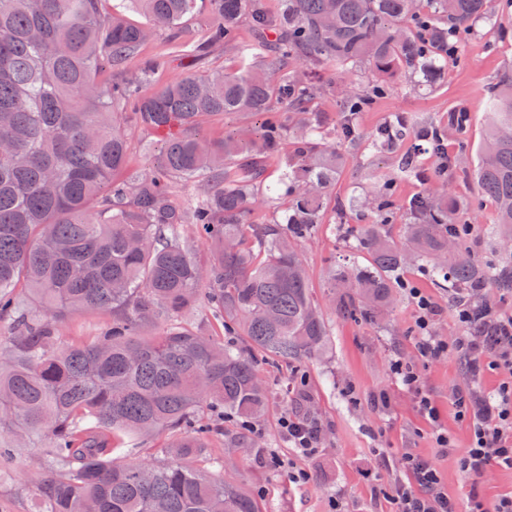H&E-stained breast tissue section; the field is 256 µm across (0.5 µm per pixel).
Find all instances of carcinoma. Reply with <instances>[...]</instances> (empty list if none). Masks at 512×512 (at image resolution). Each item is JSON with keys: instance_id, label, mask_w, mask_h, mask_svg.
<instances>
[{"instance_id": "carcinoma-1", "label": "carcinoma", "mask_w": 512, "mask_h": 512, "mask_svg": "<svg viewBox=\"0 0 512 512\" xmlns=\"http://www.w3.org/2000/svg\"><path fill=\"white\" fill-rule=\"evenodd\" d=\"M205 1L212 22L203 38L173 52L202 57L231 44L235 68L162 85L152 63L127 76L154 31L178 30ZM494 9V0H280L271 16L260 0H0V459H13L22 434L44 438L50 474L30 480L40 512H267L211 452L216 428L199 411L257 421L269 398L258 362L295 377L322 356L329 328L298 244L328 205L343 220L359 203L330 197L341 145L358 139L354 107L387 95L397 74L404 92L433 85L448 60L459 61L448 43L492 22ZM245 20L249 43L238 41ZM367 72L375 84L344 91L338 119L318 109L322 75ZM486 95L477 163L455 155L449 168L494 203V239L512 241V69ZM235 112L263 120L248 137L202 132ZM131 124L168 131L142 173H126ZM469 125L464 107L449 109L443 125L394 113L368 149L409 140L437 159L438 140ZM286 138L293 151L283 156ZM420 156L399 164L403 177L429 181L406 205L403 241L391 233L397 204L385 184L350 244L370 265L332 273L346 319L375 323L396 301L410 257L476 305V289L512 293V256L470 253L463 207L448 197L441 167L429 176ZM270 168L281 170L276 188L266 184ZM259 195L288 197L284 215L257 222ZM184 224L207 257L179 241ZM24 290L43 314L24 312ZM201 299L241 343L189 322ZM76 310L112 319L90 342L70 344L59 325ZM158 434L168 439L161 456L125 460L135 439Z\"/></svg>"}]
</instances>
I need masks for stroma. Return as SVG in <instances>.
<instances>
[{"label":"stroma","mask_w":512,"mask_h":512,"mask_svg":"<svg viewBox=\"0 0 512 512\" xmlns=\"http://www.w3.org/2000/svg\"><path fill=\"white\" fill-rule=\"evenodd\" d=\"M208 20L203 12L176 36H154L129 61L128 72H136L145 60L158 59L164 63L160 79L168 82L189 72L235 66L236 51L231 47H215L194 60L173 57V41L198 40ZM460 56V63L449 65L437 87L415 94L396 91L358 113L355 126L360 137H369L396 112L444 122L449 108L462 106L470 112L471 125L466 136L449 134L448 151L455 155L475 153L486 132L485 89L512 68V38H499L490 27L480 26L464 38ZM345 156L332 189L337 199L372 194L386 179L392 180L394 197L400 202L425 189L423 182L396 178V154L386 151L373 156L349 144ZM449 187L456 202L478 218L471 248L487 253L484 230L495 217L493 204L481 199L475 183L464 176L450 177ZM357 222V215L351 214L340 229L321 225L299 245L314 296L330 329L325 355L306 363L302 370L305 391L311 398L310 417L320 429L316 454L304 458L289 448L280 420L291 411L287 401L292 380L286 370L264 363L259 364L258 371L269 387V402L253 432L261 441L260 447L239 449L238 429L229 420L215 446L226 454L245 485L265 501L269 512H332L336 507L341 512H389L382 490L397 481H410V474L402 466L403 456L409 453L429 460L437 468L460 512H467L475 498L493 506L500 497L512 494V469L491 466L476 484L461 472L458 457L469 444L470 430L455 415L453 395L457 389L470 388L482 396H492L504 375L499 371L471 374L463 355L453 350L438 360L420 359L415 348V310L408 294H401L398 304L377 324H360L337 316L329 295L331 270L350 259L360 266L367 263L365 256L350 254V227ZM404 277L438 304L440 312L432 325L434 335L450 341L460 336L462 329L453 315L447 290L436 287L414 264L406 266ZM397 359L416 364L419 390L406 387L392 373L391 363ZM421 392L428 394L438 408L439 422H430L420 413L417 395ZM439 427L451 438V449L436 447L432 435ZM272 453L284 459L285 468L275 471L267 466L265 459ZM292 468L308 470L309 481L291 482L288 471ZM45 469L43 441L29 436L25 446L16 449L12 462L0 466V512H39L40 500L23 474Z\"/></svg>","instance_id":"stroma-1"}]
</instances>
